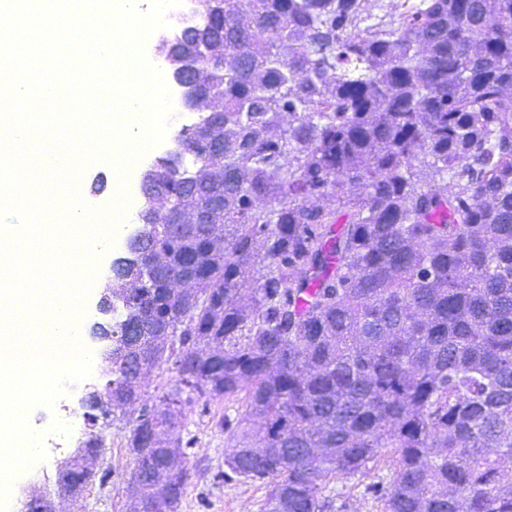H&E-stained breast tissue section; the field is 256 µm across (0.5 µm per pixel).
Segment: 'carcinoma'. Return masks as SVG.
Instances as JSON below:
<instances>
[{
	"label": "carcinoma",
	"mask_w": 512,
	"mask_h": 512,
	"mask_svg": "<svg viewBox=\"0 0 512 512\" xmlns=\"http://www.w3.org/2000/svg\"><path fill=\"white\" fill-rule=\"evenodd\" d=\"M198 12L169 62L208 98L174 137L192 166L154 162L96 327L112 378L87 407L128 425L126 512H179L187 389L238 403L221 476L261 481L260 512H346L329 481L386 448L379 512H512V0ZM163 364L179 386L151 405ZM104 443L61 472L68 512Z\"/></svg>",
	"instance_id": "1"
}]
</instances>
